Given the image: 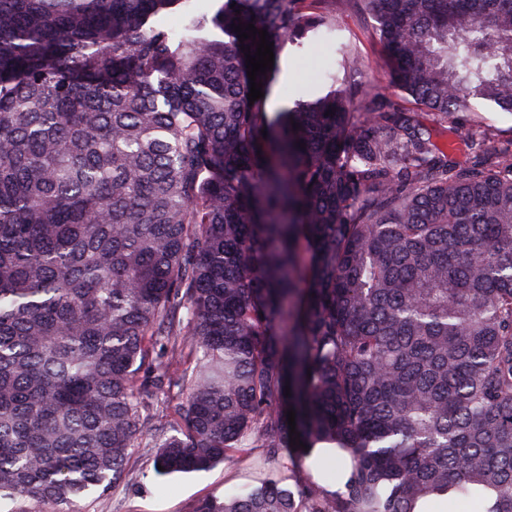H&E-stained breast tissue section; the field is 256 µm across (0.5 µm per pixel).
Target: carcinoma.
Returning a JSON list of instances; mask_svg holds the SVG:
<instances>
[{"mask_svg": "<svg viewBox=\"0 0 512 512\" xmlns=\"http://www.w3.org/2000/svg\"><path fill=\"white\" fill-rule=\"evenodd\" d=\"M188 2L0 0V499L73 512L146 422L160 476L334 482L195 512H512V159L445 147L473 100L512 111V0H368L415 107L336 77L272 116L234 27L276 54L336 0L169 34ZM279 477L283 478L284 484L293 487L295 480L300 476L307 475L310 472L309 460H291L288 455L281 459L280 465L270 466Z\"/></svg>", "mask_w": 512, "mask_h": 512, "instance_id": "obj_1", "label": "carcinoma"}]
</instances>
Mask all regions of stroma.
Returning <instances> with one entry per match:
<instances>
[{"label": "stroma", "mask_w": 512, "mask_h": 512, "mask_svg": "<svg viewBox=\"0 0 512 512\" xmlns=\"http://www.w3.org/2000/svg\"><path fill=\"white\" fill-rule=\"evenodd\" d=\"M338 22L326 37L327 49L310 54L284 44L278 60L277 83L271 97L288 105L319 93L325 73L336 68L337 45L348 46L365 65L361 78L366 90L391 103L410 107L411 101L395 91L383 61V49L375 34V19L365 0H340ZM451 135L456 147L453 158L461 163L475 161L468 150L473 133L485 132L489 149L512 156V112L483 104L454 117ZM261 467L248 462L225 461L207 471L162 477L156 474L150 449H133L120 482L99 488L78 502L80 512H194L203 499L233 493L255 483Z\"/></svg>", "instance_id": "35a3bbf8"}]
</instances>
